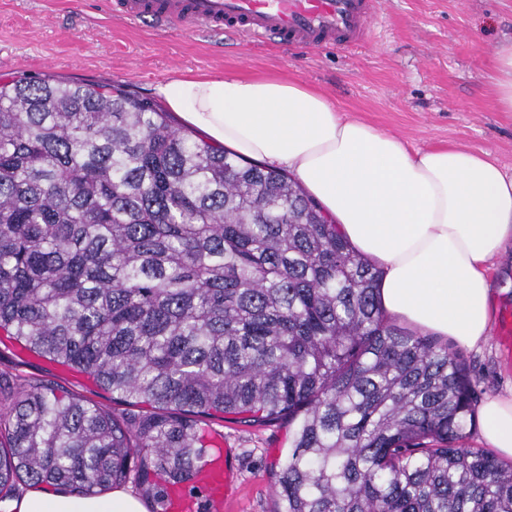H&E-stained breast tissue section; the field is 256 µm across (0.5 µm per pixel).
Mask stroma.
<instances>
[{
    "instance_id": "1",
    "label": "stroma",
    "mask_w": 512,
    "mask_h": 512,
    "mask_svg": "<svg viewBox=\"0 0 512 512\" xmlns=\"http://www.w3.org/2000/svg\"><path fill=\"white\" fill-rule=\"evenodd\" d=\"M509 40L512 0H382L367 47L317 52L224 32L184 36L114 16L103 0H0V80L115 84L160 106L157 87L173 78L275 74L319 89L343 116L411 149L459 145L489 153L512 174V112L497 110L490 81L493 49ZM492 279L488 340L462 350L483 398L512 393V353L502 341L512 317V248ZM0 376L48 379L114 413L129 410L86 374L20 350L7 336H0ZM207 428L222 435L233 467L224 512H278L272 484L288 454L287 420L246 426L217 416Z\"/></svg>"
}]
</instances>
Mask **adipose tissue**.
Returning <instances> with one entry per match:
<instances>
[{"instance_id":"ef3b65f1","label":"adipose tissue","mask_w":512,"mask_h":512,"mask_svg":"<svg viewBox=\"0 0 512 512\" xmlns=\"http://www.w3.org/2000/svg\"><path fill=\"white\" fill-rule=\"evenodd\" d=\"M496 107L512 112V41L493 50ZM179 119L248 159L292 170L362 257L382 270L385 314L474 347L491 326L489 272L512 239V175L488 154L410 149L279 78L181 77L158 88ZM482 435L512 460V394L488 398ZM6 512H147L123 488L77 496L30 485Z\"/></svg>"}]
</instances>
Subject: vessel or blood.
<instances>
[{"instance_id": "obj_1", "label": "vessel or blood", "mask_w": 512, "mask_h": 512, "mask_svg": "<svg viewBox=\"0 0 512 512\" xmlns=\"http://www.w3.org/2000/svg\"><path fill=\"white\" fill-rule=\"evenodd\" d=\"M113 14L149 19L185 34L231 32L246 40L265 36L315 50L326 45L353 49L369 38L379 0H112ZM231 471L223 442L213 438L196 477L199 493L169 487L167 512H222Z\"/></svg>"}]
</instances>
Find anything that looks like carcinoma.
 <instances>
[{
  "mask_svg": "<svg viewBox=\"0 0 512 512\" xmlns=\"http://www.w3.org/2000/svg\"><path fill=\"white\" fill-rule=\"evenodd\" d=\"M379 277L287 172L151 101L0 83V334L151 407L0 378V499L131 480L166 512L222 414L293 427L279 512H512V463L465 443L466 359L386 317Z\"/></svg>",
  "mask_w": 512,
  "mask_h": 512,
  "instance_id": "carcinoma-1",
  "label": "carcinoma"
}]
</instances>
